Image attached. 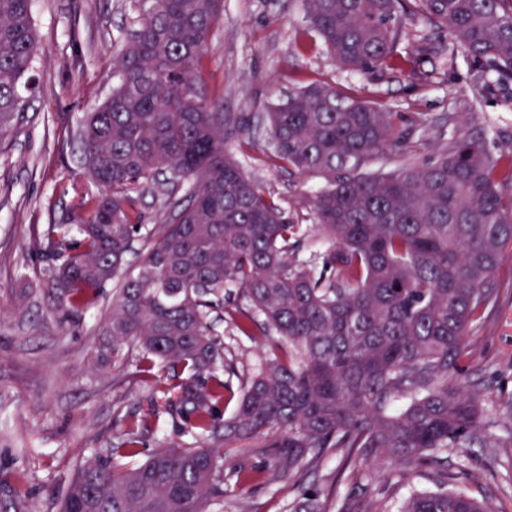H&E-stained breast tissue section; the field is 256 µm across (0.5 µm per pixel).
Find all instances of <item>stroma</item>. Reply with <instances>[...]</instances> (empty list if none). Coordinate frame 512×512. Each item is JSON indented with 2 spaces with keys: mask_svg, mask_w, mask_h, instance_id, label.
I'll return each mask as SVG.
<instances>
[{
  "mask_svg": "<svg viewBox=\"0 0 512 512\" xmlns=\"http://www.w3.org/2000/svg\"><path fill=\"white\" fill-rule=\"evenodd\" d=\"M37 52L35 87L16 130L0 139V504L17 473L27 476L30 512H57L78 467L112 438L113 402L125 410L147 405L148 389L129 383L118 370L98 366L92 352L99 339L93 328L112 306L104 297L79 324L60 322L55 292L44 288V265L32 252V230L71 217L72 186L86 183L78 165L75 137L85 113L99 106L112 89V60L128 25L126 0H34ZM308 26L304 0H224V23L213 35L202 63V77L227 112H261L272 101L316 81H332L351 95L377 102L393 112L432 120L415 154L431 157L448 138L449 117L467 116L466 132L479 133L489 150L499 140L490 123L512 133V87L485 95L477 111L469 104L475 88L465 61L439 71L430 81L391 77L378 82L340 70L323 51L305 56L295 42ZM267 148L264 130L243 167L266 190L279 196L300 223L313 221V194L322 179L288 175L261 163ZM23 288L35 291L19 303ZM499 293L485 320L471 332L465 380L487 395L486 417L498 419L512 404V261L498 276ZM214 328L245 365L268 351L265 336L237 335L223 311ZM499 448L474 444L466 452L448 450L444 458L455 482L475 485L491 499L495 512H512V433L500 431ZM386 466L375 474L367 462L342 471L339 459L327 460L302 486H228L223 512H290L292 501L308 492L332 500L351 493L391 504Z\"/></svg>",
  "mask_w": 512,
  "mask_h": 512,
  "instance_id": "obj_1",
  "label": "stroma"
}]
</instances>
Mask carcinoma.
I'll use <instances>...</instances> for the list:
<instances>
[{
    "mask_svg": "<svg viewBox=\"0 0 512 512\" xmlns=\"http://www.w3.org/2000/svg\"><path fill=\"white\" fill-rule=\"evenodd\" d=\"M305 2L297 51L324 48L352 74L429 78L460 54L484 90L512 83V0ZM130 11L112 90L77 132L98 193L80 195L77 219L39 226L35 256L67 318L117 285L93 357L134 364L154 390L77 470L61 512H212L229 476L240 486L297 484L336 453L377 469L397 464L403 481L450 448L500 447L483 419L485 397L456 378L512 243V142L492 154L457 131L419 161L408 149L431 121L325 81L258 115H226L200 75L224 0H130ZM413 17L448 41L403 47ZM35 48L32 0H0V138L25 111L20 88L32 84ZM258 123L269 165L325 180L315 225L293 223L231 154L247 152ZM386 152L401 156L395 169L364 171ZM149 192L166 196L169 222L144 223ZM216 309L242 336L276 337L241 378L228 418L224 400L239 373L215 337ZM166 415L191 440L149 452L145 441ZM245 440L258 442L273 470L226 460L221 448ZM433 481L398 498L396 512H494L441 462ZM9 493L0 509L28 512L21 479ZM291 512L330 510L305 492ZM336 512L386 507L346 496Z\"/></svg>",
    "mask_w": 512,
    "mask_h": 512,
    "instance_id": "obj_1",
    "label": "carcinoma"
}]
</instances>
